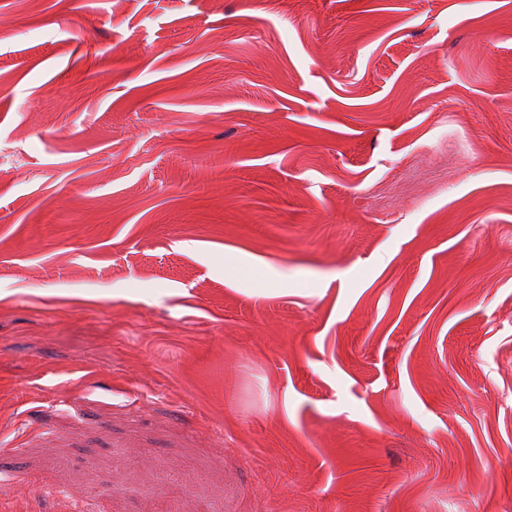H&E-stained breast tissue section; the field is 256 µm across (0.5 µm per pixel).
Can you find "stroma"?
I'll return each instance as SVG.
<instances>
[{"instance_id":"obj_1","label":"stroma","mask_w":512,"mask_h":512,"mask_svg":"<svg viewBox=\"0 0 512 512\" xmlns=\"http://www.w3.org/2000/svg\"><path fill=\"white\" fill-rule=\"evenodd\" d=\"M0 474L512 512V0H0Z\"/></svg>"}]
</instances>
